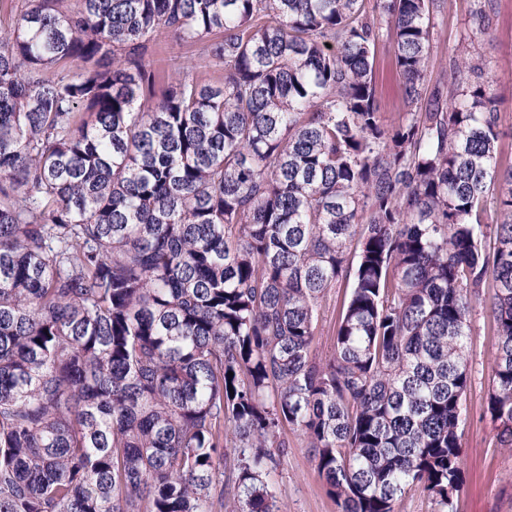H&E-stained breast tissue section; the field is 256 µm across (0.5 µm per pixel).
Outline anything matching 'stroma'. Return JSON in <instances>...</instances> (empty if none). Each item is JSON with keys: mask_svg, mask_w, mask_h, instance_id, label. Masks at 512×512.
Here are the masks:
<instances>
[{"mask_svg": "<svg viewBox=\"0 0 512 512\" xmlns=\"http://www.w3.org/2000/svg\"><path fill=\"white\" fill-rule=\"evenodd\" d=\"M445 4L434 29L437 50L432 70L436 73L444 66L449 50L457 47L465 34L469 0H445ZM475 49L490 60L497 75L494 93L500 112L498 149L504 158L512 159V0H498L494 29L484 41L476 43ZM149 61L167 83L184 74L210 82L220 79L219 70L202 57L198 47L186 45L166 33L155 37ZM374 77L383 117L386 122H393L398 118L402 90L392 41L379 46ZM492 295V289H482L471 313L468 413L461 427L465 450L459 492L461 512H512V451L498 447L495 426L486 412L495 343L489 331ZM348 296V288L338 286L329 292L322 305L314 346L319 358L331 353L336 317ZM288 445L287 454L281 457L277 470L270 476L283 512H337L305 442L292 434Z\"/></svg>", "mask_w": 512, "mask_h": 512, "instance_id": "35a3bbf8", "label": "stroma"}]
</instances>
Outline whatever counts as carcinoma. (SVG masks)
I'll list each match as a JSON object with an SVG mask.
<instances>
[{"mask_svg": "<svg viewBox=\"0 0 512 512\" xmlns=\"http://www.w3.org/2000/svg\"><path fill=\"white\" fill-rule=\"evenodd\" d=\"M64 2L0 13V512H279L290 433L338 512H454L488 284L512 449V163L486 61L432 78L444 0ZM160 31L222 81L156 97ZM374 77L383 117L387 123L393 122L398 118L402 90L391 39L378 48ZM349 288L342 284L333 288L327 295L326 301L320 310L318 335L316 336L314 351L319 358H326L331 353L333 336L336 330V317L343 305L347 302Z\"/></svg>", "mask_w": 512, "mask_h": 512, "instance_id": "carcinoma-1", "label": "carcinoma"}]
</instances>
